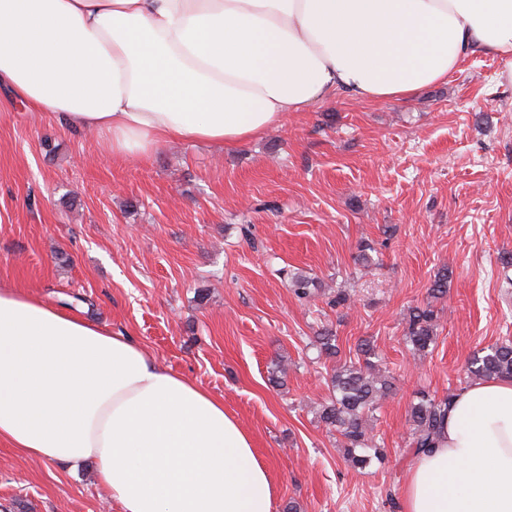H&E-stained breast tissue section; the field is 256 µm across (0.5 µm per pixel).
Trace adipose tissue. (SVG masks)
<instances>
[{
  "instance_id": "obj_1",
  "label": "adipose tissue",
  "mask_w": 512,
  "mask_h": 512,
  "mask_svg": "<svg viewBox=\"0 0 512 512\" xmlns=\"http://www.w3.org/2000/svg\"><path fill=\"white\" fill-rule=\"evenodd\" d=\"M503 61L512 0H0V89L96 132L115 160L233 145L344 93L407 100ZM0 444L93 461L121 512H272L277 486L224 401L127 336L0 289ZM404 512H512V378L452 398Z\"/></svg>"
}]
</instances>
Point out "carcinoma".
<instances>
[{
  "label": "carcinoma",
  "instance_id": "obj_1",
  "mask_svg": "<svg viewBox=\"0 0 512 512\" xmlns=\"http://www.w3.org/2000/svg\"><path fill=\"white\" fill-rule=\"evenodd\" d=\"M295 296H311L307 277L294 274L289 280ZM437 339L436 316L430 307L410 310L404 340L412 354L424 355L432 350ZM322 354L331 358L338 354L336 336L325 330L316 337ZM378 357L369 341H361L356 348V359L346 360L329 374V396L317 408V415L328 430L336 432L342 440L343 459L347 466L362 470L372 459L386 458L377 447L372 435L371 422L375 413L393 392V385L385 372L373 359ZM512 378V340L503 338L495 344L475 351L469 361L470 381ZM451 397L441 399L422 392L410 413L411 438L409 452L416 457L431 448L439 435L443 416Z\"/></svg>",
  "mask_w": 512,
  "mask_h": 512
}]
</instances>
